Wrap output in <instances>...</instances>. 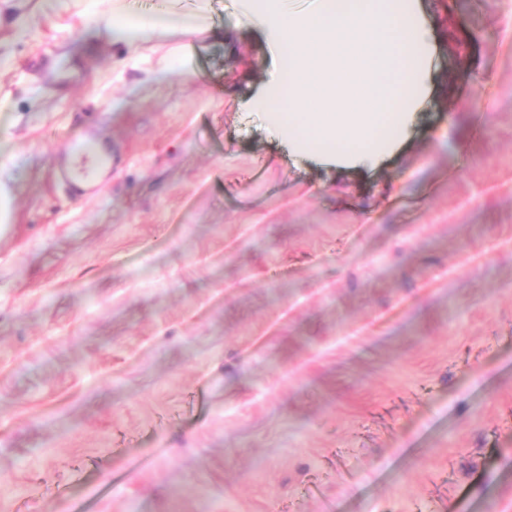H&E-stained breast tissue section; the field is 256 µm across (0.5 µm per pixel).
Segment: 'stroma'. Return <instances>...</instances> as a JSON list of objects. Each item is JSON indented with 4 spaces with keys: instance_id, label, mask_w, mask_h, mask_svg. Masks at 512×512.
I'll return each mask as SVG.
<instances>
[{
    "instance_id": "obj_1",
    "label": "stroma",
    "mask_w": 512,
    "mask_h": 512,
    "mask_svg": "<svg viewBox=\"0 0 512 512\" xmlns=\"http://www.w3.org/2000/svg\"><path fill=\"white\" fill-rule=\"evenodd\" d=\"M421 2L435 90L339 170L249 111L239 0L133 46L0 0V512H512V0ZM68 154L75 161L74 165H70L68 177L79 193H83L85 187L96 181L99 172L110 166L109 156L103 154L91 139H72L68 145Z\"/></svg>"
}]
</instances>
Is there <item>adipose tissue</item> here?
<instances>
[{"label": "adipose tissue", "mask_w": 512, "mask_h": 512, "mask_svg": "<svg viewBox=\"0 0 512 512\" xmlns=\"http://www.w3.org/2000/svg\"><path fill=\"white\" fill-rule=\"evenodd\" d=\"M129 11V0H112L107 40L200 29L198 16H179L166 0L134 21ZM243 12L274 51L288 54L287 80L271 81L253 108L290 151L346 168L374 165L398 146L429 92L433 33L419 0H315L299 12L287 0H243Z\"/></svg>", "instance_id": "adipose-tissue-1"}]
</instances>
